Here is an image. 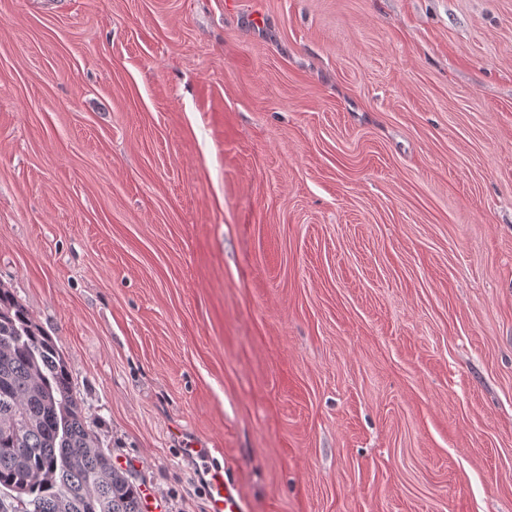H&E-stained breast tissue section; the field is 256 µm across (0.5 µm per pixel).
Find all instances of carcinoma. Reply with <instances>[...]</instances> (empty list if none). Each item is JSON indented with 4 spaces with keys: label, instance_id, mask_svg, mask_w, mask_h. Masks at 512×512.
I'll list each match as a JSON object with an SVG mask.
<instances>
[{
    "label": "carcinoma",
    "instance_id": "obj_1",
    "mask_svg": "<svg viewBox=\"0 0 512 512\" xmlns=\"http://www.w3.org/2000/svg\"><path fill=\"white\" fill-rule=\"evenodd\" d=\"M0 512H142L89 429L56 343L0 287Z\"/></svg>",
    "mask_w": 512,
    "mask_h": 512
}]
</instances>
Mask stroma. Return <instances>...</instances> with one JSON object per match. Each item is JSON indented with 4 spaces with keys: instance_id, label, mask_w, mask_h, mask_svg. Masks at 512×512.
I'll list each match as a JSON object with an SVG mask.
<instances>
[{
    "instance_id": "stroma-1",
    "label": "stroma",
    "mask_w": 512,
    "mask_h": 512,
    "mask_svg": "<svg viewBox=\"0 0 512 512\" xmlns=\"http://www.w3.org/2000/svg\"><path fill=\"white\" fill-rule=\"evenodd\" d=\"M0 287L157 512H512V0H0ZM184 454L191 455L195 459L205 463L209 461L205 481L208 495V507L210 512H246L247 507L244 498L238 489L228 479L224 478V468L210 462V448H186Z\"/></svg>"
}]
</instances>
